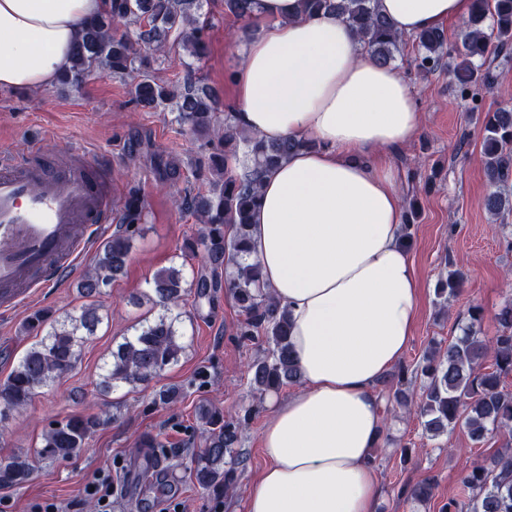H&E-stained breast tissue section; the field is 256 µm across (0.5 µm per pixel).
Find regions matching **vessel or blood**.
Segmentation results:
<instances>
[{
  "mask_svg": "<svg viewBox=\"0 0 512 512\" xmlns=\"http://www.w3.org/2000/svg\"><path fill=\"white\" fill-rule=\"evenodd\" d=\"M43 152V141L33 140L0 155L1 312L56 283L115 221L103 161L79 153L48 167Z\"/></svg>",
  "mask_w": 512,
  "mask_h": 512,
  "instance_id": "obj_1",
  "label": "vessel or blood"
}]
</instances>
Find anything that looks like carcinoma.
<instances>
[{
    "label": "carcinoma",
    "mask_w": 512,
    "mask_h": 512,
    "mask_svg": "<svg viewBox=\"0 0 512 512\" xmlns=\"http://www.w3.org/2000/svg\"><path fill=\"white\" fill-rule=\"evenodd\" d=\"M109 2L104 13L80 28L71 64L60 81L79 87L97 70L126 76L138 105L161 112L175 110L176 122L203 140L205 154L197 160L195 176L208 189L186 190L176 199L179 208L203 224L196 241L186 247L191 254L198 249L203 252V268L189 282L180 266L156 272L151 300L159 312L116 343L96 392L107 395L123 385L148 384L178 362L184 352L178 308L189 288L199 299L215 288L224 289L243 316L236 335L242 341L266 344L263 355L250 366L249 385L254 392L265 395L297 383L300 372L289 343L288 310L261 287V267L248 255L262 179L290 154L311 148L315 142L303 136L268 142L239 130L233 116H220L216 98L196 86L191 70L181 86L156 81L149 52L165 50L172 36L180 38L192 58L205 56L211 24L201 14L202 0ZM302 4L309 15L329 13L340 18L383 65L392 64L401 50L404 36L381 13L378 0H302ZM254 5L255 0H224L225 11L240 20L250 19ZM130 21L141 22L133 35L123 30ZM412 41L418 48L415 65L419 70L434 71L448 58L451 82L461 97L475 101L480 90L493 83L488 59L498 52H512V0H471L470 15L452 43L438 28L421 30L412 35ZM484 132L482 164L493 187L484 207L502 216L512 211V111L487 113ZM238 157L243 158L245 169L233 174L229 163ZM144 216V198L133 188L125 196L118 228L80 282L83 296L101 297L123 272L141 235ZM467 314L470 323L463 334L445 348L431 345L420 370L398 369L395 398H404L406 388L419 377L423 386L417 415L426 432L435 436L461 424L476 442L494 429L512 435V392L502 386V378L512 374V300L497 313L498 330L490 338L477 330L481 308L470 307ZM101 321L96 304L82 307L60 323L48 322L41 311L34 313L26 329L39 339L0 382V420L31 403L37 390L71 374ZM252 414L246 409L226 415L207 403L197 407L196 429L204 448L195 457L192 475L204 492L227 496L236 491L238 470L244 462L237 445ZM108 420L100 414L66 415L45 430L37 460L53 463L77 454ZM33 471L34 459L28 455L0 459V486H22ZM459 483L467 498L465 512H512V446L462 470Z\"/></svg>",
    "instance_id": "1"
}]
</instances>
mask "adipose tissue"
Wrapping results in <instances>:
<instances>
[{"label": "adipose tissue", "mask_w": 512, "mask_h": 512, "mask_svg": "<svg viewBox=\"0 0 512 512\" xmlns=\"http://www.w3.org/2000/svg\"><path fill=\"white\" fill-rule=\"evenodd\" d=\"M108 0H0V87L35 89L68 69L84 22ZM398 33L468 17L471 0H379ZM260 34L228 79L236 125L269 141L307 136L268 174L253 216L251 256L290 315L302 387L270 396L260 434L267 459L245 512H374L384 405L374 386L398 366L421 288L403 237L404 200L390 150L419 130L398 71L379 65L330 14L300 0H258Z\"/></svg>", "instance_id": "1"}]
</instances>
